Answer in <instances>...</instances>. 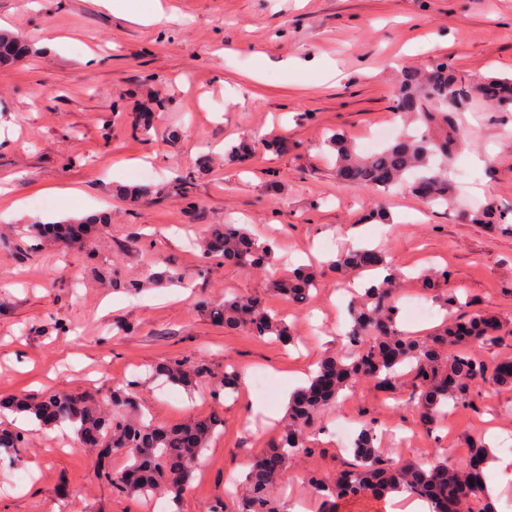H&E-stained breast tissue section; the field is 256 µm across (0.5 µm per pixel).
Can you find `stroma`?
Returning a JSON list of instances; mask_svg holds the SVG:
<instances>
[{"mask_svg": "<svg viewBox=\"0 0 512 512\" xmlns=\"http://www.w3.org/2000/svg\"><path fill=\"white\" fill-rule=\"evenodd\" d=\"M145 25L100 0H0V19L29 47L0 65V186L27 207L0 213V401L14 396L109 389L159 364L192 357L215 373L236 366L239 392L224 402L200 385L193 395L157 384L139 403L162 425L218 416L223 425L182 491L177 512H207L227 479L288 426L286 375L311 374L341 351L349 328L339 290L358 278L329 263L338 251L382 249L403 272L394 287L402 330L440 328L443 298L512 323V232L471 224L458 209L428 207L407 191L375 198L336 176L323 142L343 134L365 152L381 128L401 127L392 94L400 67L446 59L464 74L512 77V0H161ZM94 51L96 61L84 55ZM464 138L448 167L460 199L512 209V112L489 105L457 112ZM150 180H143V170ZM192 183H185V176ZM149 182L138 201L122 187ZM79 188L98 203L94 232L76 243L31 250L28 229L55 224L49 188ZM388 219H369L372 201ZM247 225L278 257L271 273L204 253L210 228ZM322 270L310 301L292 304L272 279L303 263ZM446 274L437 288L420 274ZM155 277L157 288L133 289ZM261 297L288 323L284 346L248 330L227 331L200 303ZM426 303L433 317L407 307ZM133 333H123V325ZM265 376L264 392L251 378ZM411 381L384 391L361 380L323 407L312 454L288 461L281 512H324L305 479L335 482L350 452L339 449L337 417L374 424L390 459L461 464L471 441L512 446V385L480 384L472 406L418 422ZM27 480L0 483V512H154L147 499L119 497L99 480L70 425L31 436Z\"/></svg>", "mask_w": 512, "mask_h": 512, "instance_id": "obj_1", "label": "stroma"}]
</instances>
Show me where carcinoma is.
Returning a JSON list of instances; mask_svg holds the SVG:
<instances>
[{"label":"carcinoma","instance_id":"cac0c4a2","mask_svg":"<svg viewBox=\"0 0 512 512\" xmlns=\"http://www.w3.org/2000/svg\"><path fill=\"white\" fill-rule=\"evenodd\" d=\"M26 53L27 47L19 36L0 32V62L16 61ZM476 98L497 105L501 112H511L512 78L460 75L446 61L433 62L424 76L410 68L403 69L393 108L398 115H412L423 130L366 157L357 155L344 136L330 137L325 147L335 156L336 174L348 187L370 190L377 196L402 189L432 205L448 204L454 193L448 162L461 141L459 130H448V113ZM511 214L489 202L463 212L462 217L473 224H507ZM210 252L247 268L272 266L277 261L271 244L259 242L250 232L232 224L224 225V232L215 234ZM332 267L338 271L383 267L388 275L379 285L364 289L355 302L346 333L347 350L325 356L309 384L293 392L288 405V431L275 447L254 456L247 464L242 493L235 498L231 512H280L275 489L288 458L301 449L313 451L305 441V431L313 427L319 408L335 400L351 380L367 378L382 389H391L399 371L411 367L419 423L429 431L436 429L444 407L473 405L479 395V382L487 372H492V378L500 383L512 384V365L499 361L490 368L467 351L474 345L483 349L496 346L506 327L500 319L480 313L454 314L438 332L418 339L399 326L392 286L401 272L384 253L367 248L341 252ZM318 277L317 269L307 265L276 280L273 290L292 303L302 304L316 287ZM209 315L226 329L245 328L256 336L274 335L285 344L293 340L288 325L257 297L228 298L222 307L210 309ZM445 346L457 348L446 359L441 357ZM159 379L187 389L207 380L210 397L216 401L228 396L238 383V376L231 370L218 377L205 363L185 357L158 365L143 378L112 387L107 404L93 395L54 394L40 401L14 398L0 402V407L28 415L46 428L71 424L93 456L98 476L119 496L177 494L190 478L191 463L208 448L221 422L210 418L162 426L144 421L138 415L135 394ZM30 435L29 430L1 428L0 460L10 466L18 464ZM125 448L134 449L132 461L124 478L115 480L112 453ZM352 453L353 460L344 466L335 487L314 475L308 477L324 502L338 495L357 496L374 489H403L428 501L432 512H472L475 506L481 512H497L487 497L485 476H477L470 469L472 463L484 469L490 460L480 443L473 444L468 463L463 466L451 467L445 458L398 465L377 447L374 428L366 425L357 435Z\"/></svg>","mask_w":512,"mask_h":512}]
</instances>
